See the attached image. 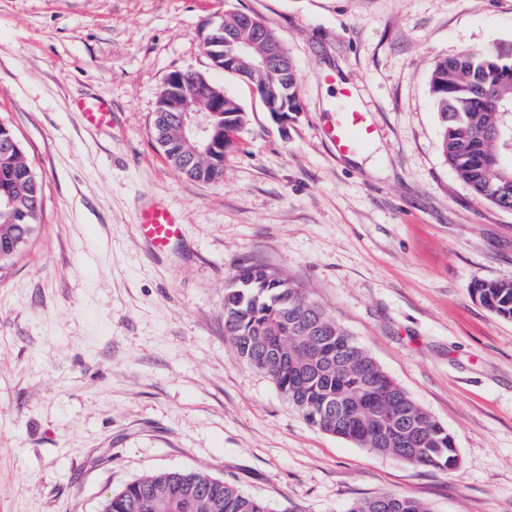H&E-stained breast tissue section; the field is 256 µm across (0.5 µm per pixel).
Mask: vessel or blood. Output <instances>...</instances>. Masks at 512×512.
<instances>
[{
	"label": "vessel or blood",
	"instance_id": "1",
	"mask_svg": "<svg viewBox=\"0 0 512 512\" xmlns=\"http://www.w3.org/2000/svg\"><path fill=\"white\" fill-rule=\"evenodd\" d=\"M325 80L335 85L343 108L337 113L335 122L325 129L324 135L337 153L355 152L366 146L375 133L371 118L359 106L355 86L337 83L335 75L332 74L326 75ZM74 109L80 112L87 126L101 128L111 122L112 107L101 98L75 100ZM137 230L140 237L157 253L168 251L173 243L180 241L185 235V226L181 224L178 215L163 204L142 210L138 217Z\"/></svg>",
	"mask_w": 512,
	"mask_h": 512
}]
</instances>
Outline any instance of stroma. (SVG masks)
I'll return each instance as SVG.
<instances>
[{"instance_id":"35a3bbf8","label":"stroma","mask_w":512,"mask_h":512,"mask_svg":"<svg viewBox=\"0 0 512 512\" xmlns=\"http://www.w3.org/2000/svg\"><path fill=\"white\" fill-rule=\"evenodd\" d=\"M258 16L296 69L302 110L277 123L203 39ZM512 57V0H0V120L43 184L32 245L0 270V512H101L150 473L197 469L272 512H345L409 496L432 512H512V320L474 282L512 283V211L440 151L436 61ZM191 70L244 107L224 177L191 181L152 137L167 76ZM359 89L376 137L360 162L323 127ZM112 104L87 128L79 96ZM187 235L151 255L138 212ZM245 262L297 284L453 436L459 464L408 463L310 426L224 337Z\"/></svg>"}]
</instances>
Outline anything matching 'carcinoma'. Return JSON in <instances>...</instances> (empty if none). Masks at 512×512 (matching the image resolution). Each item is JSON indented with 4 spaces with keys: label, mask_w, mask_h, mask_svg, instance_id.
Returning a JSON list of instances; mask_svg holds the SVG:
<instances>
[{
    "label": "carcinoma",
    "mask_w": 512,
    "mask_h": 512,
    "mask_svg": "<svg viewBox=\"0 0 512 512\" xmlns=\"http://www.w3.org/2000/svg\"><path fill=\"white\" fill-rule=\"evenodd\" d=\"M255 42L237 67L224 66L228 45L206 46L214 65L247 78L259 97L288 84V111L299 110L295 68L279 38L266 25L246 28L239 12L224 15V37ZM269 45L279 49L274 71L248 69ZM209 81L190 72L173 89H162L153 135L169 163L185 177L210 182L224 176V149L190 158L184 151L178 108ZM429 91L441 122V150L460 179L479 197L512 211V165L491 164L503 153L512 117V61L493 48L469 51L436 63ZM222 142L247 122V112L224 96L215 118ZM42 182L27 162L13 127L0 121V269L12 265L32 243L42 223ZM472 297L504 319H512V283L479 281ZM224 335L238 357L263 370L311 426L365 448L439 469L458 465L448 430L416 405L319 304L298 285L260 265H244L224 288ZM102 512H269L261 499L234 483L197 470L145 475L104 499ZM347 512H430L407 496L351 502Z\"/></svg>",
    "instance_id": "cac0c4a2"
}]
</instances>
